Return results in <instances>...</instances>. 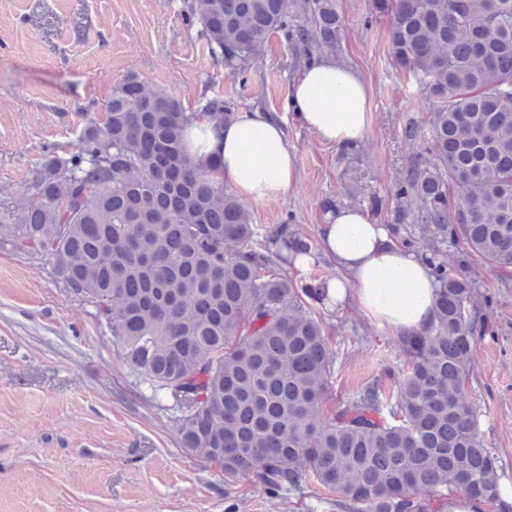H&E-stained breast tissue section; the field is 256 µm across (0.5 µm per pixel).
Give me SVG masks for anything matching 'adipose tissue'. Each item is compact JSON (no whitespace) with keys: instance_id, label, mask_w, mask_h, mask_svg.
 Wrapping results in <instances>:
<instances>
[{"instance_id":"1","label":"adipose tissue","mask_w":512,"mask_h":512,"mask_svg":"<svg viewBox=\"0 0 512 512\" xmlns=\"http://www.w3.org/2000/svg\"><path fill=\"white\" fill-rule=\"evenodd\" d=\"M286 107L330 146L354 145L370 129L367 82L327 57L305 64ZM184 137L195 168L209 182L229 184L242 202L278 200L297 181V158L281 123L260 109L241 111L225 125L197 115ZM320 235L323 254L339 271L327 284L332 302L353 306L385 331L414 333L431 325L435 283L419 252L395 244L384 227L352 206L327 212Z\"/></svg>"}]
</instances>
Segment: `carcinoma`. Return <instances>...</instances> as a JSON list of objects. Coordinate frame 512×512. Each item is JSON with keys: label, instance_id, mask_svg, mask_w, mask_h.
Segmentation results:
<instances>
[{"label": "carcinoma", "instance_id": "1", "mask_svg": "<svg viewBox=\"0 0 512 512\" xmlns=\"http://www.w3.org/2000/svg\"><path fill=\"white\" fill-rule=\"evenodd\" d=\"M185 7L242 84L275 33L305 61L340 44L336 0ZM372 15L390 18L393 64L429 101L402 132L432 162L407 169L384 223L403 246L428 241L420 253L436 284L431 326L397 335L399 371L321 410L336 363L325 288L287 271L311 242L286 220L263 230L233 191L203 179L183 138L195 113L135 74L113 87L103 122L33 172L20 213L0 208V240L53 262L150 398L172 402L181 447L224 483L270 497L322 487L335 512H437L457 492L512 512L465 391L488 330L470 307L468 267L512 269V0H373ZM198 111L236 116L221 98Z\"/></svg>", "mask_w": 512, "mask_h": 512}]
</instances>
